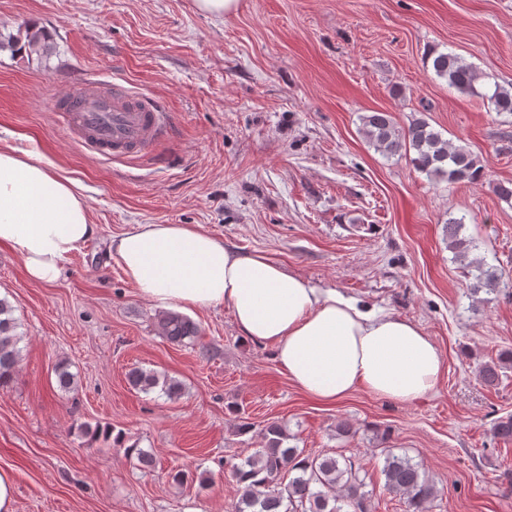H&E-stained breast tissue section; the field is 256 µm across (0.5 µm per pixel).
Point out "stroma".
Segmentation results:
<instances>
[{
	"label": "stroma",
	"instance_id": "obj_1",
	"mask_svg": "<svg viewBox=\"0 0 512 512\" xmlns=\"http://www.w3.org/2000/svg\"><path fill=\"white\" fill-rule=\"evenodd\" d=\"M30 26L50 35L46 59L8 45ZM0 39V142L76 180L99 228L50 286L0 248V297L23 336L19 375L0 389V469L14 475L16 512H234L229 466L263 446L272 422L304 453L355 460L370 512H404L383 488L389 454L435 483L429 512H512V442L493 435L512 415V366L493 386L479 376L512 351V294L470 297L444 229L463 219L478 256L512 279V202L498 193L512 183V114L426 64L451 51L512 90V0H238L223 15L195 0H0ZM86 79L159 99L172 135L141 157L78 147L55 109ZM376 111L401 128L426 117L486 162L483 179L435 182L385 159L360 131ZM140 224L200 225L415 322L444 358L439 386L412 404L363 389L318 403L224 306L188 312L195 345L169 342L108 256ZM62 362L74 392L58 386ZM135 367L180 381L181 397L133 389ZM242 420L251 432H237ZM96 425L122 443L92 439ZM132 444L155 467L140 469Z\"/></svg>",
	"mask_w": 512,
	"mask_h": 512
}]
</instances>
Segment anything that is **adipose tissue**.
Segmentation results:
<instances>
[{"mask_svg": "<svg viewBox=\"0 0 512 512\" xmlns=\"http://www.w3.org/2000/svg\"><path fill=\"white\" fill-rule=\"evenodd\" d=\"M72 179L39 153L0 146V246L28 277L54 284L95 237ZM127 279L154 307L226 306L246 338L314 400L336 403L359 388L401 403L435 390L444 358L424 330L376 312L260 254H245L192 224H142L114 243Z\"/></svg>", "mask_w": 512, "mask_h": 512, "instance_id": "obj_1", "label": "adipose tissue"}]
</instances>
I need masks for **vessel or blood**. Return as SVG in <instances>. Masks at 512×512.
Masks as SVG:
<instances>
[{"mask_svg":"<svg viewBox=\"0 0 512 512\" xmlns=\"http://www.w3.org/2000/svg\"><path fill=\"white\" fill-rule=\"evenodd\" d=\"M58 112L69 138L99 155L146 153L173 128L159 100L117 84L80 82L62 98Z\"/></svg>","mask_w":512,"mask_h":512,"instance_id":"1","label":"vessel or blood"}]
</instances>
